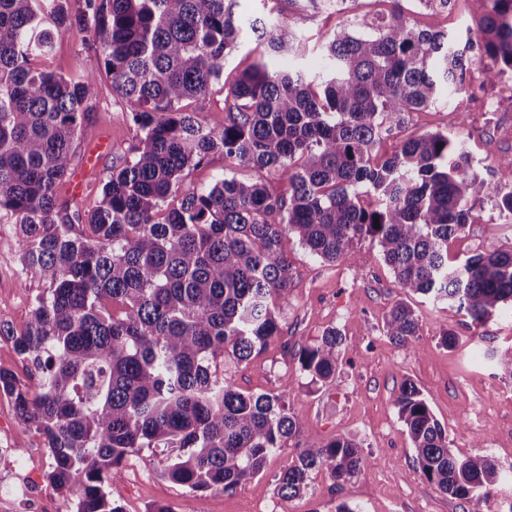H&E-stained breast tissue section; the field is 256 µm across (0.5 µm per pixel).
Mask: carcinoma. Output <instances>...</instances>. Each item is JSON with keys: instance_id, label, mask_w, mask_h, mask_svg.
<instances>
[{"instance_id": "1", "label": "carcinoma", "mask_w": 512, "mask_h": 512, "mask_svg": "<svg viewBox=\"0 0 512 512\" xmlns=\"http://www.w3.org/2000/svg\"><path fill=\"white\" fill-rule=\"evenodd\" d=\"M68 2L0 0V222L13 227L20 274L43 282L22 330L0 321L26 362L24 381L0 369V394L13 400L21 435L42 438L47 479L73 512H122L109 486L146 449L161 451L163 475L192 494L233 492L299 435L286 392H243L219 372L280 335L293 280L287 236L332 263L369 237L405 293L456 303L477 327L512 307V251L448 260L449 241L487 193L461 144L425 133L373 156L443 87L466 90L471 69L483 85L512 72V0H485L462 44L411 24L392 0L369 32L339 25L314 74L266 62L245 69L224 96L220 130L184 102L221 79L242 31L238 0H83L77 14ZM73 26L99 41L96 67L72 79L36 66ZM250 28L269 58L305 57L287 23ZM102 72L138 135L106 176L100 205L63 212L55 187ZM214 154L286 180L288 195L233 172L181 191L185 169ZM369 193L373 208L361 203ZM384 331L413 346L415 310L397 303ZM341 345L340 331L326 329L297 354L299 372L329 381ZM487 358L512 378V349ZM394 406L423 477L466 512H488L503 480L495 460L455 457L413 382L401 383ZM366 464L351 439L307 443L276 489L295 497L315 472L340 484Z\"/></svg>"}]
</instances>
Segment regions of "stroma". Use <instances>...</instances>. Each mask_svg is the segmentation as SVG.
Here are the masks:
<instances>
[{
	"mask_svg": "<svg viewBox=\"0 0 512 512\" xmlns=\"http://www.w3.org/2000/svg\"><path fill=\"white\" fill-rule=\"evenodd\" d=\"M237 12L246 22L256 18L287 22L310 46L305 62L310 71L318 62L319 46L337 23L351 17L350 12L339 14L331 7L312 10L305 0H239ZM480 15L475 0H456L451 12L432 17L419 10L410 19L462 39L467 29L477 27ZM263 51L255 34L244 30L237 48L223 61L220 82L206 98L188 101V110L207 126L223 128L228 88L240 71L261 59ZM100 52L90 33L73 27L56 37L42 64L75 78L94 65ZM468 82L475 86V93L444 96L429 108L410 113L375 148L376 157L383 159L411 136L443 131L463 137V148L488 190L474 206L465 232L450 241L448 256L453 260L476 251L512 250V227L497 223L495 206L501 163L512 157V136L507 133L512 105L486 111L494 87L481 86L475 73ZM136 134L110 78L99 76L90 112L74 145L71 170L55 187L59 208L86 213L95 209L107 175L126 158ZM76 182L81 185L77 191L72 188ZM283 246L293 264L294 282L281 334L250 360L225 362V373L244 392L287 391L301 441L354 440L367 465L338 486L325 473L313 474L303 494L281 497L276 476L296 453L297 442L288 441L259 475L235 492L195 496L164 477L158 456L147 450L132 457L112 482V501L123 512H149L157 503L170 505L174 512H336L342 502L355 512H464L461 500L438 491L418 470L411 440L393 405L394 395L403 381L414 382L446 429L455 456L485 453L495 458L502 471L512 470V379L472 356L478 347L495 351L512 347V318L498 316L477 329L454 305L406 295L377 246L367 240L355 244L335 263L311 256L292 236L285 238ZM19 270L16 237L10 225L0 224V320L18 329L42 287L37 277L20 279ZM403 300L419 317V338L411 348L395 345L384 333L388 312ZM330 327L340 330L344 344L335 378L322 385L298 371L297 353ZM447 330L460 339L456 349H446L440 342ZM18 439L13 402L0 395V448L14 451L9 460L0 461V512H70V500L46 478L50 459L41 438L28 436L21 450L16 447ZM27 475L33 478L30 494L13 493V486Z\"/></svg>",
	"mask_w": 512,
	"mask_h": 512,
	"instance_id": "stroma-1",
	"label": "stroma"
}]
</instances>
